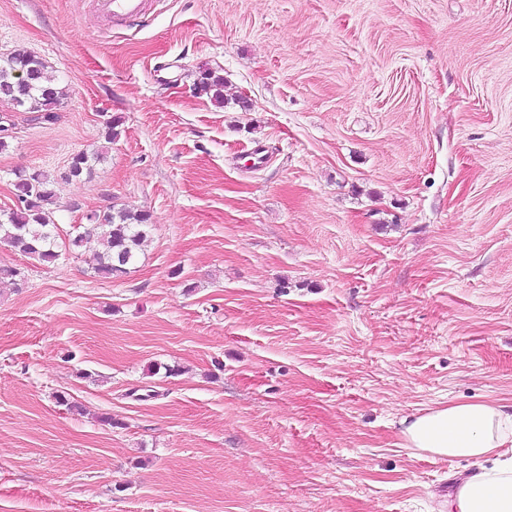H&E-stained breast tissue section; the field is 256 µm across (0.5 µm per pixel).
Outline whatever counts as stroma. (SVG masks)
Listing matches in <instances>:
<instances>
[{"label": "stroma", "instance_id": "1", "mask_svg": "<svg viewBox=\"0 0 512 512\" xmlns=\"http://www.w3.org/2000/svg\"><path fill=\"white\" fill-rule=\"evenodd\" d=\"M15 50L65 98L0 211L40 170L61 232L154 225L112 280L0 245V512H435L473 466L400 420L512 404V0H0ZM151 2L149 0H102L99 5L112 18L114 25H121L128 19L145 16ZM195 90L217 105H224V79L215 72L204 70L195 82ZM106 152L103 149H97L91 153H79L73 157L68 173L64 175L66 179H80L84 174L90 176L93 166L105 159Z\"/></svg>", "mask_w": 512, "mask_h": 512}]
</instances>
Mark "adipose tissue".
<instances>
[{"instance_id":"adipose-tissue-1","label":"adipose tissue","mask_w":512,"mask_h":512,"mask_svg":"<svg viewBox=\"0 0 512 512\" xmlns=\"http://www.w3.org/2000/svg\"><path fill=\"white\" fill-rule=\"evenodd\" d=\"M402 425L404 445L413 452L476 466L439 512H512V406L493 399L452 402Z\"/></svg>"}]
</instances>
